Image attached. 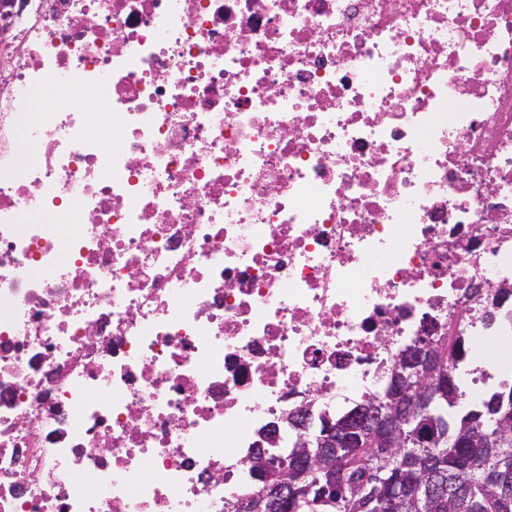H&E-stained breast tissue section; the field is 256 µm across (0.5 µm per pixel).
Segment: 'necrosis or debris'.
Returning <instances> with one entry per match:
<instances>
[{"instance_id": "obj_1", "label": "necrosis or debris", "mask_w": 512, "mask_h": 512, "mask_svg": "<svg viewBox=\"0 0 512 512\" xmlns=\"http://www.w3.org/2000/svg\"><path fill=\"white\" fill-rule=\"evenodd\" d=\"M1 30L0 512H224L303 400L380 393L460 313L512 342V0H5ZM64 89L105 122L31 112Z\"/></svg>"}]
</instances>
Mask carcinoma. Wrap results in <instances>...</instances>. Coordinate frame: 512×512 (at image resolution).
<instances>
[{"instance_id": "cac0c4a2", "label": "carcinoma", "mask_w": 512, "mask_h": 512, "mask_svg": "<svg viewBox=\"0 0 512 512\" xmlns=\"http://www.w3.org/2000/svg\"><path fill=\"white\" fill-rule=\"evenodd\" d=\"M427 343L441 372L424 411L427 435L420 439L415 425L405 424L400 441L389 447L359 430L358 408L393 412L391 383L381 395L332 415L333 425L357 428L360 442L324 449L322 465L297 479L299 512H512V383L501 382L473 406L452 374L467 359L463 338L440 336ZM332 478L336 495L327 498ZM251 497L264 498L263 512H293L262 480L226 503L227 512H243L241 503Z\"/></svg>"}]
</instances>
